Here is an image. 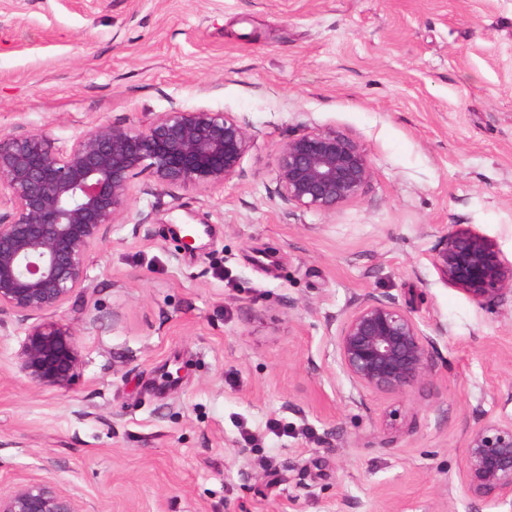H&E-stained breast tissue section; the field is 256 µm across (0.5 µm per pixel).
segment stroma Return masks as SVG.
I'll return each instance as SVG.
<instances>
[{"label": "stroma", "instance_id": "35a3bbf8", "mask_svg": "<svg viewBox=\"0 0 512 512\" xmlns=\"http://www.w3.org/2000/svg\"><path fill=\"white\" fill-rule=\"evenodd\" d=\"M174 105L254 141L218 189L134 172L55 314L76 332L69 387L19 372L29 322L0 315V492L42 478L92 512H512L460 491L469 431L512 415V294L477 303L430 263L460 226L512 261V0H0V133L61 150ZM310 130L372 165L333 212L278 183V146ZM368 293L435 341L406 394L356 390L336 360Z\"/></svg>", "mask_w": 512, "mask_h": 512}]
</instances>
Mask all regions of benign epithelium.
Segmentation results:
<instances>
[{
  "instance_id": "1",
  "label": "benign epithelium",
  "mask_w": 512,
  "mask_h": 512,
  "mask_svg": "<svg viewBox=\"0 0 512 512\" xmlns=\"http://www.w3.org/2000/svg\"><path fill=\"white\" fill-rule=\"evenodd\" d=\"M253 136L225 112L174 107L140 127L91 126L60 151L42 133L0 135V314L37 316L18 353L33 384L66 388L80 364L74 328L53 319L85 287L88 253L130 208V175L147 169L162 186L222 187L238 175ZM285 199L334 211L356 198L372 175L367 153L335 130H312L277 151ZM430 263L474 301L512 293V263L469 230L442 236ZM434 340L399 299L357 298L335 336L338 363L357 389L404 394L432 373ZM466 495L512 507V417L488 419L468 434ZM0 512H87L76 492L28 478L0 494Z\"/></svg>"
}]
</instances>
